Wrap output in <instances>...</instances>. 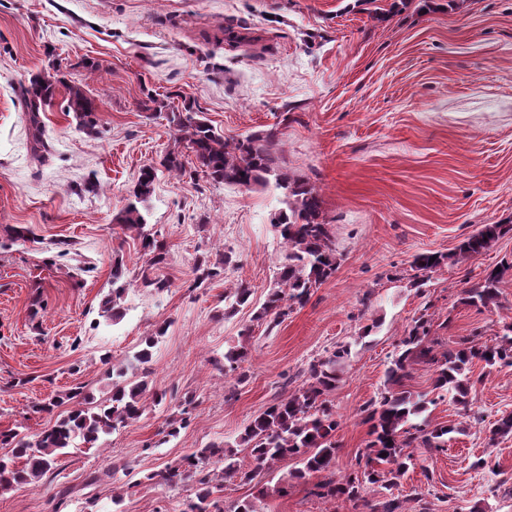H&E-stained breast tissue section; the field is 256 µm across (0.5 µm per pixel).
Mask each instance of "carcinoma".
<instances>
[{"instance_id":"cac0c4a2","label":"carcinoma","mask_w":512,"mask_h":512,"mask_svg":"<svg viewBox=\"0 0 512 512\" xmlns=\"http://www.w3.org/2000/svg\"><path fill=\"white\" fill-rule=\"evenodd\" d=\"M59 84L67 91L66 111L74 114L79 127L93 128L99 111L96 99L81 86L67 83L49 72L34 77L23 89V96L36 149L45 152L48 144L39 112L52 102ZM168 120L181 133L180 139L187 142L198 168L212 181L245 189L273 181L282 189L284 208L275 216L273 227L282 239L284 256L266 299L254 316L256 320L270 317L276 323L282 321L294 305L305 303L313 289L332 275L340 263L336 239L322 215L318 189L308 180L290 175L282 166L274 149L278 139L274 129L230 141L198 118V113L188 109L171 112ZM161 168L169 173L183 172L181 153L171 150L160 161V167L143 168L133 192L135 201L128 203L117 217L139 241L144 254L149 256L152 269L167 264L168 249L158 234L146 229L140 204L151 194ZM510 232L511 224H483L453 253L415 255L411 263V269L417 272L414 283L423 284L426 274L449 260L460 263L489 251ZM229 262L230 257L225 254L215 263L199 265L195 286L199 288L224 277ZM511 272L512 262L501 261L499 267L486 273L482 282L465 290L466 302L478 309L497 305L499 285ZM128 286L123 266L114 263L112 292L102 304L105 319L115 321L121 316ZM251 296V288L239 284L224 295V314L232 315L239 307L251 303ZM430 327L431 319L424 314L412 320L386 370L380 399L362 408L365 421L370 423L372 440L358 454L360 471L339 479L335 476L338 421L330 407V395L339 381L337 367L351 354V347L344 345L324 358L311 361L302 371L299 386L253 418L234 442L198 448L165 471L148 475L146 479L156 478L165 485L195 480L198 504L192 505L190 512H197V505L206 503L224 488L222 483H213L209 470L213 465L220 467L222 480L251 483L259 471L286 458H297L303 468L295 471L294 477L300 479L310 473L322 475L323 480L317 484V496L328 499L357 500L366 484L392 489L412 465L410 449L423 447L431 452L441 451L448 446V435L458 432L451 425L433 427L423 417L429 404L426 396L405 389L412 367L419 363L435 367L434 389L451 396L464 409L470 406L472 394L476 392L477 381L471 375L475 364L512 367V323L503 325L502 330L495 333L497 339L492 344L478 343L474 337L467 336L461 338L457 346L442 352L428 339ZM154 347V337H147L144 346L120 368L112 364L110 353L101 355L100 361L109 366L112 377L111 395L104 401L94 402L84 385L78 384L63 397L35 405V412L50 413L66 402L72 404L66 416L40 434L29 437L16 429L0 431V448L7 449L0 455V493L19 486H39L63 450L99 448L105 437L138 421L150 408L164 405L167 392L150 383L154 373ZM247 355L245 344L232 345L224 351V361L215 363V369L226 376L234 373ZM190 405L189 401L179 405L177 415L166 420L165 436L174 437L186 426ZM241 449L251 457L253 468H244L239 463ZM370 512H404L403 501L392 494L370 506Z\"/></svg>"}]
</instances>
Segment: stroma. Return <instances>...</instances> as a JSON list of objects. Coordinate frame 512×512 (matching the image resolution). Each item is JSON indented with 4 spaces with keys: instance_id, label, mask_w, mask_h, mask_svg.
<instances>
[{
    "instance_id": "1",
    "label": "stroma",
    "mask_w": 512,
    "mask_h": 512,
    "mask_svg": "<svg viewBox=\"0 0 512 512\" xmlns=\"http://www.w3.org/2000/svg\"><path fill=\"white\" fill-rule=\"evenodd\" d=\"M54 68L100 110L94 129H80L58 89L39 114L50 144L42 159L20 87ZM149 91L192 105L230 139L277 129L285 166L319 188L340 265L282 322L253 319L283 253L271 225L280 190L214 183L187 148L184 173H160L142 206L167 243L158 274L169 287H141L147 258L117 218L141 169L177 147L165 114L141 109ZM510 222L512 0L459 10L448 0H0V430L40 433L55 417L34 405L78 383L105 400L101 354L121 364L162 324L153 383L172 404L194 401L177 437L162 438L167 411L157 409L103 451L60 456L39 487L0 495V512H188L195 482L160 486L150 474L233 440L300 384L310 361L342 345L351 357L330 395L335 470L352 472L369 439L361 410L379 398L414 318L429 315L440 351L462 336L492 342L512 323L510 275L498 307L464 300L512 258V232L419 288L414 255L454 252L480 225ZM18 228L26 239H15ZM222 252L232 259L224 278L194 287L196 264ZM117 259L131 286L123 318L108 325L101 306ZM242 282L254 304L225 316L224 296ZM241 340L247 360L221 376L213 360ZM473 374L469 409L447 395L428 407L432 423L458 431L444 450L414 449L395 489L406 512H512V437L489 432L512 412V368L478 364ZM486 454L492 468H474ZM297 466L287 458L252 483L225 482L214 499L224 512L248 499L258 512H370L386 496L370 485L357 502L317 498L319 475L294 480Z\"/></svg>"
}]
</instances>
